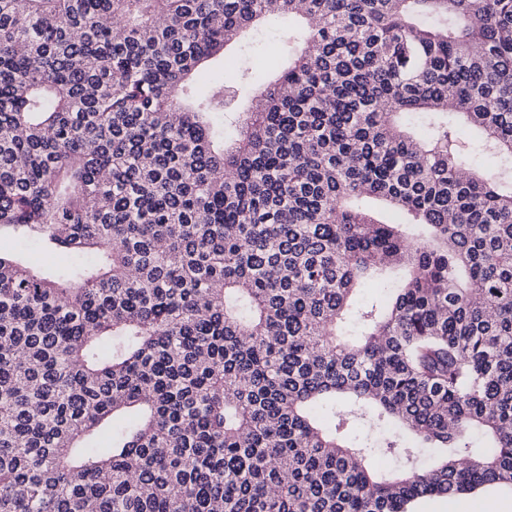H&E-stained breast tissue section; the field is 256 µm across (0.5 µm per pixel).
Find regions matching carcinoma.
Masks as SVG:
<instances>
[{
  "label": "carcinoma",
  "mask_w": 512,
  "mask_h": 512,
  "mask_svg": "<svg viewBox=\"0 0 512 512\" xmlns=\"http://www.w3.org/2000/svg\"><path fill=\"white\" fill-rule=\"evenodd\" d=\"M2 227L0 512L512 490V0H0ZM287 28L288 20H268L257 26L244 43L232 46L230 54L247 58L257 86L273 80L286 64L281 32ZM0 248L2 250H9L15 248L17 250L24 251L27 254V258L32 265L42 266L45 264H65L67 262L64 258L55 257L53 260L48 258L41 250L34 246L27 245H15L12 239L7 235H2L0 239Z\"/></svg>",
  "instance_id": "cac0c4a2"
}]
</instances>
